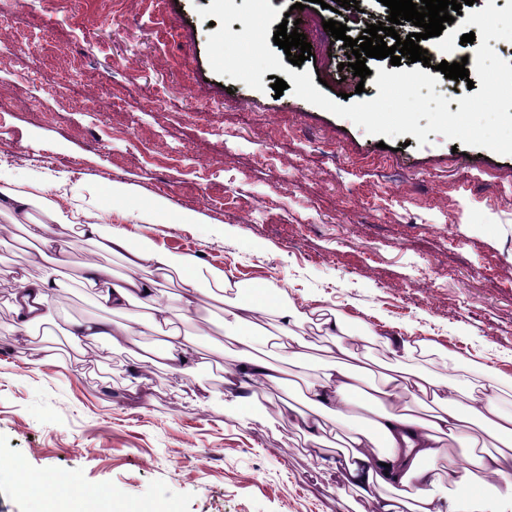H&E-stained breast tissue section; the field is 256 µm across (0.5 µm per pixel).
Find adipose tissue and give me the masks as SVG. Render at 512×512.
Returning a JSON list of instances; mask_svg holds the SVG:
<instances>
[{"mask_svg": "<svg viewBox=\"0 0 512 512\" xmlns=\"http://www.w3.org/2000/svg\"><path fill=\"white\" fill-rule=\"evenodd\" d=\"M43 204L53 223L97 235L102 245L115 254H126L129 274L115 276L111 267L88 254L84 262L85 286L94 288L96 306L105 311L102 319L74 322L73 340H106L115 346L134 344L136 337L163 332L157 357L141 361L140 370L160 367L172 376L191 375L199 352L192 334L171 327V302H178L183 315H191L200 297L225 294L221 335L234 360L224 366V393L240 398L251 387L281 385L289 364L302 359L311 344L298 326L307 313L287 293L271 284L254 280H231L224 271L201 266L192 256L177 255L164 246L136 240L124 228L88 224L83 211L70 204L22 191L0 193V209H26ZM43 272L31 278H14L10 294L16 329L23 334L47 323L54 304V285L59 257L42 253ZM179 276L182 288L169 299L160 281ZM150 307L152 314H133L136 305ZM276 315L280 334L273 355L261 354L258 324ZM349 320L340 313L320 314L317 326L335 342L327 349V362L306 381L303 390L305 414L295 415L290 403L278 404L283 414L296 417L298 427L318 439L325 423L341 425L361 417L363 426L351 428L345 446L337 455L336 467L348 487L414 488L411 496H390L378 501L376 512H442L436 490L446 484L466 492L465 512H499L502 503L512 504V411L496 401L501 377L484 374L479 380L460 375L449 365L447 377L414 367L423 340L387 339L390 360L378 381L368 378L358 346L346 342ZM493 442L496 453L472 456L466 465H455L447 443L469 446L474 434Z\"/></svg>", "mask_w": 512, "mask_h": 512, "instance_id": "obj_1", "label": "adipose tissue"}]
</instances>
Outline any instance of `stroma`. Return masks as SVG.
Instances as JSON below:
<instances>
[{
    "mask_svg": "<svg viewBox=\"0 0 512 512\" xmlns=\"http://www.w3.org/2000/svg\"><path fill=\"white\" fill-rule=\"evenodd\" d=\"M212 0H0V188L37 185L83 205L92 224L126 228L180 255L263 279L291 300L351 316L369 337L425 340L418 367L496 370L512 410V155L405 134L379 148L350 120L284 92L216 74ZM384 158L383 175L371 162ZM211 163L204 180L194 164ZM126 217L109 214L113 187ZM167 223H159L160 214ZM0 244V512H39L44 488L78 489L102 512H371L330 463L255 391L224 395L223 305L204 298L205 362L189 376L135 371L161 338L126 350L76 342L95 314L81 287L96 252L41 210ZM66 252L57 311L34 342L13 331L10 269L41 272L24 225Z\"/></svg>",
    "mask_w": 512,
    "mask_h": 512,
    "instance_id": "35a3bbf8",
    "label": "stroma"
}]
</instances>
